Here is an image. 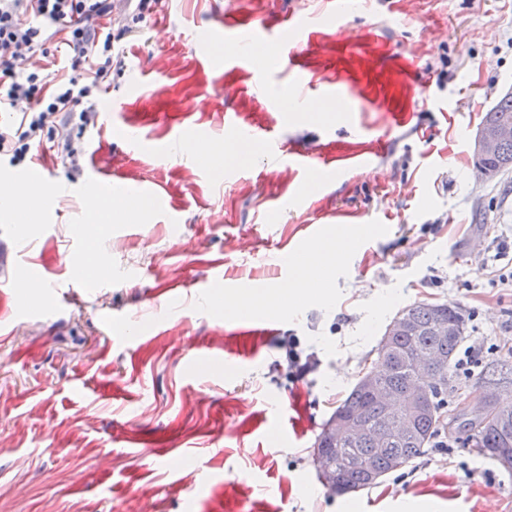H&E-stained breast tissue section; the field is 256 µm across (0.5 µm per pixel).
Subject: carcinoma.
I'll use <instances>...</instances> for the list:
<instances>
[{
    "instance_id": "1",
    "label": "carcinoma",
    "mask_w": 512,
    "mask_h": 512,
    "mask_svg": "<svg viewBox=\"0 0 512 512\" xmlns=\"http://www.w3.org/2000/svg\"><path fill=\"white\" fill-rule=\"evenodd\" d=\"M484 121L512 125V93L499 97L486 112ZM486 164L499 175L512 170V139L502 142ZM400 314L418 333L409 335L385 328L373 360V364L383 366L378 381L391 392L395 406L379 404L364 385L369 373H363L323 425L316 441L314 462L333 465L348 491L356 492L409 466L447 433L472 446L478 456L512 470V447L499 449L502 436H512V405L491 399L478 412L460 409L448 414V389L458 377V349L468 333L466 311L454 302H417L401 309ZM442 322L453 324L446 334L440 331ZM511 374L512 354L483 366L478 382L489 392ZM415 384L429 389L430 406L414 417L411 431L403 437L393 432V425L403 418L401 402ZM355 409L361 411L365 434L336 443V421Z\"/></svg>"
}]
</instances>
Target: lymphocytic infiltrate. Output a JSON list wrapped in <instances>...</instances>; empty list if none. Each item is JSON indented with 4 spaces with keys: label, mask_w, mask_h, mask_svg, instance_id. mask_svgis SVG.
<instances>
[{
    "label": "lymphocytic infiltrate",
    "mask_w": 512,
    "mask_h": 512,
    "mask_svg": "<svg viewBox=\"0 0 512 512\" xmlns=\"http://www.w3.org/2000/svg\"><path fill=\"white\" fill-rule=\"evenodd\" d=\"M131 32L113 23L112 0H0V112L18 111L21 128L0 130V156L23 159L49 124L88 123Z\"/></svg>",
    "instance_id": "obj_1"
}]
</instances>
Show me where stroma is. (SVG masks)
<instances>
[{
  "instance_id": "obj_1",
  "label": "stroma",
  "mask_w": 512,
  "mask_h": 512,
  "mask_svg": "<svg viewBox=\"0 0 512 512\" xmlns=\"http://www.w3.org/2000/svg\"><path fill=\"white\" fill-rule=\"evenodd\" d=\"M263 22L276 37L241 36ZM291 39L303 74L262 81L240 63L280 60ZM120 56L90 124L45 128L51 155L0 162L50 167L37 200L0 210V512H512V471L460 444L342 496L312 457L401 308L459 303L484 342L449 408L481 403L483 364L512 351V288L476 276L502 243L512 272V172L470 177L479 124L512 90V0H347L338 18L325 0H165ZM230 116L320 169L226 144ZM192 138L223 160L192 156ZM353 155L370 165L342 171ZM127 198L152 207L121 217ZM334 228L353 246L327 299L277 313L276 335L214 306L286 281L285 257ZM90 251L106 270L77 269ZM26 275L38 300L15 286ZM291 336L319 360L303 380Z\"/></svg>"
}]
</instances>
